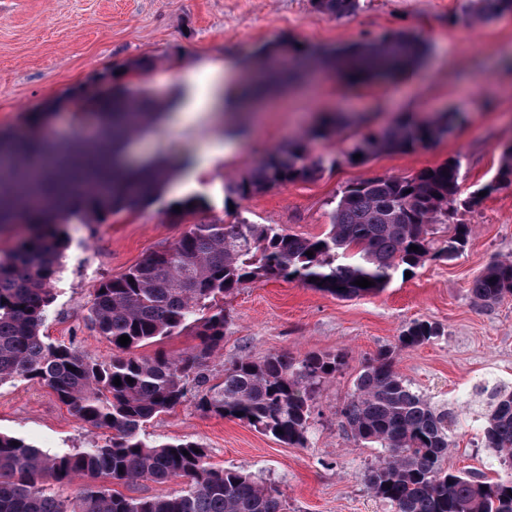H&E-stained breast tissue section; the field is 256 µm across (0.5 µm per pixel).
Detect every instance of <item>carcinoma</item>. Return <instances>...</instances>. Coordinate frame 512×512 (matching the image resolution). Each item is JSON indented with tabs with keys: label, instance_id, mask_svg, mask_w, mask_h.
Wrapping results in <instances>:
<instances>
[{
	"label": "carcinoma",
	"instance_id": "cac0c4a2",
	"mask_svg": "<svg viewBox=\"0 0 512 512\" xmlns=\"http://www.w3.org/2000/svg\"><path fill=\"white\" fill-rule=\"evenodd\" d=\"M316 7L337 18L355 12L358 0H316ZM506 15H512V0H466L461 20L477 27ZM425 50L421 36L397 30L335 51L304 48L289 56L286 71L259 70L243 85L240 99H255L258 89L283 72L290 80L300 78L309 61L340 59L361 74H378L389 65L394 73ZM96 79L105 91L95 112L103 134L62 145L36 132L0 131V230L17 221L31 228L28 237L0 249V382L18 379L49 388L80 422L109 437L102 445L50 453L0 433V512H285L275 487L240 470L212 466L200 444L149 440L143 433L151 419L192 400L203 412L243 420L283 444L307 447L317 390L336 375L343 357H239L224 369V381L210 386L204 362L224 346V298L246 282L272 279L298 281L341 299L375 295L400 270L457 255L468 243L470 225L458 220L450 227L448 221L482 197L475 192L460 199V164L448 160L412 176L383 174L346 186L336 198L329 230L318 238L290 234L277 224H194L175 243L94 289L89 319L114 351L103 364L40 334L70 241L68 224L85 217L103 222L116 211L144 206L156 197L165 170L176 165L167 158L135 168L125 162L131 139L159 113L145 107L138 92L111 86L108 75ZM69 102L74 123L84 126L91 99L75 92ZM456 122L446 114H409L358 139L345 160L413 150L446 136ZM344 125L337 115L325 116L302 137L269 151L228 192L248 198L317 177L339 159L311 156L310 143L334 136ZM511 186L512 144H506L495 181L484 191ZM360 278L374 285H355ZM469 292L483 307L511 297L512 260L488 264ZM188 328L200 340L190 352L137 353ZM123 335L130 338L126 346L119 342ZM437 336L432 323L414 321L398 345L415 347ZM480 393L486 395L484 440L501 471L495 479L445 468L451 410L412 390L397 371L394 350L371 358L340 410L357 443L383 449L368 470L370 492L394 512H512V389L496 384ZM102 480L127 489L179 480L183 488L132 497L103 488Z\"/></svg>",
	"mask_w": 512,
	"mask_h": 512
}]
</instances>
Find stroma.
Masks as SVG:
<instances>
[{
	"label": "stroma",
	"mask_w": 512,
	"mask_h": 512,
	"mask_svg": "<svg viewBox=\"0 0 512 512\" xmlns=\"http://www.w3.org/2000/svg\"><path fill=\"white\" fill-rule=\"evenodd\" d=\"M462 5L463 0H359L353 15L336 19L313 0H0V129L29 131L33 113L54 101L57 112L45 133L70 139L77 127L65 96L98 72L127 83V63L149 58L155 65L136 88L159 105L162 116L129 145L134 161L191 151L223 135L211 117L188 123L182 118L209 81L208 64L236 62L241 80L265 46L340 48L389 30L419 33L427 43L409 74L350 81L335 72L314 90L284 92L250 114L248 139L237 140L233 152L183 189L163 187L150 204L101 224H72L43 334L110 362L112 347L89 320L94 289L174 243L190 225L245 221L319 236L347 184L381 174L410 175L451 158L460 163L462 196L490 183L501 144L512 140V67L505 62L512 55V16L471 28L458 19ZM325 112L349 116L351 123L312 143L314 155L343 154L361 135L411 113L460 112L465 119L424 147L385 151L364 164L344 161L314 179L246 199L226 192V184L266 151L301 135ZM187 197L203 200V207L172 213L171 204ZM459 217L471 227L464 251L446 262H426L411 275H395L377 295L341 300L296 281L263 280L245 283L225 299L224 347L207 366L213 382H221L225 364L243 355L256 361L280 352L297 358L344 355L335 378L317 391L307 447L285 445L190 402L154 418L146 435L201 444L210 463L276 487L287 512H393L365 483L379 449L359 446L338 414L366 361L390 347L411 388L456 413L448 468L494 476L498 463L485 446L481 406L471 402L470 393L482 382L512 387V297L481 308L469 288L490 261L512 259V186ZM417 320L436 325L439 337L399 347L401 332ZM0 432L50 451L106 438L102 431H88L48 388L19 380L0 382Z\"/></svg>",
	"instance_id": "35a3bbf8"
}]
</instances>
